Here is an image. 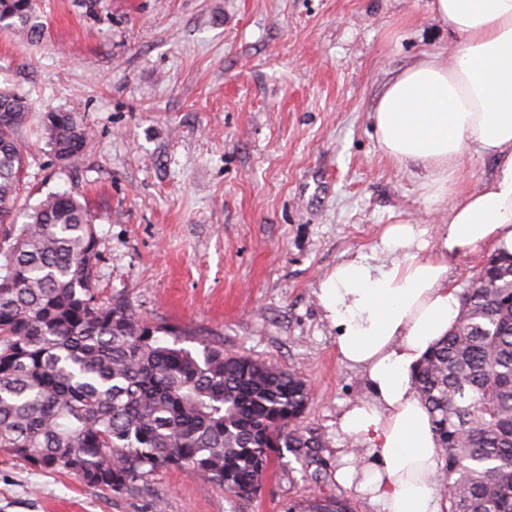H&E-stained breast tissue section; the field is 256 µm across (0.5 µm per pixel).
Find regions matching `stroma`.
I'll list each match as a JSON object with an SVG mask.
<instances>
[{
    "instance_id": "35a3bbf8",
    "label": "stroma",
    "mask_w": 512,
    "mask_h": 512,
    "mask_svg": "<svg viewBox=\"0 0 512 512\" xmlns=\"http://www.w3.org/2000/svg\"><path fill=\"white\" fill-rule=\"evenodd\" d=\"M430 0H36L40 40L0 28V88L77 113L88 151L58 163L33 126L17 137L33 197H84L99 285L150 326L301 375L297 423L323 446L282 452L258 491L225 493L160 468L115 493L0 450V512H288L304 495L380 512L338 482L336 419L366 388L342 363L315 291L389 224L432 229L448 203L422 168L380 148L385 85L451 43Z\"/></svg>"
}]
</instances>
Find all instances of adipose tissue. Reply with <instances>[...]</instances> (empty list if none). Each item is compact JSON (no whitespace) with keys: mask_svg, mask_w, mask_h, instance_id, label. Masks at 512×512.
<instances>
[{"mask_svg":"<svg viewBox=\"0 0 512 512\" xmlns=\"http://www.w3.org/2000/svg\"><path fill=\"white\" fill-rule=\"evenodd\" d=\"M431 13L461 48L449 63L431 54L404 69L370 118L388 158L423 166L420 189L447 200L448 219L429 233L388 225L317 288L340 358L362 371L370 394L336 421L339 437L366 450L338 476L382 512H444L433 484L439 446L411 379L459 314L453 264L484 246L512 252V0H432ZM470 149L495 174L463 193L458 162Z\"/></svg>","mask_w":512,"mask_h":512,"instance_id":"obj_1","label":"adipose tissue"}]
</instances>
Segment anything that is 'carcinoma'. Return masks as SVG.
Returning a JSON list of instances; mask_svg holds the SVG:
<instances>
[{"label":"carcinoma","instance_id":"carcinoma-1","mask_svg":"<svg viewBox=\"0 0 512 512\" xmlns=\"http://www.w3.org/2000/svg\"><path fill=\"white\" fill-rule=\"evenodd\" d=\"M0 25L34 39V0H0ZM65 162L90 143L73 112H40L0 89V448L104 490L187 467L236 496L257 491L278 448L322 445L293 428L305 382L201 339L197 352L140 323L98 288V236L86 201L50 192L19 209L15 138L31 118ZM456 327L413 380L430 413L447 512H512V254H491L460 294ZM288 512H352L333 497Z\"/></svg>","mask_w":512,"mask_h":512}]
</instances>
